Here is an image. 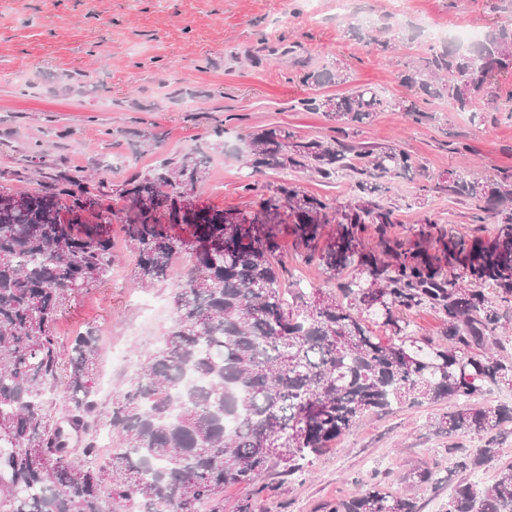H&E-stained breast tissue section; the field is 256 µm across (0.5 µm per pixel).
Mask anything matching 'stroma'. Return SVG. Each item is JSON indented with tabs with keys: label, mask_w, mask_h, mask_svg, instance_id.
Masks as SVG:
<instances>
[{
	"label": "stroma",
	"mask_w": 512,
	"mask_h": 512,
	"mask_svg": "<svg viewBox=\"0 0 512 512\" xmlns=\"http://www.w3.org/2000/svg\"><path fill=\"white\" fill-rule=\"evenodd\" d=\"M495 2L413 0L400 16L390 0H355V12L377 27L403 30L396 50L385 51L350 32L335 0H320L315 19L306 0H0V171L20 166L42 144L47 162L72 169L112 160L109 179L118 186L159 158L217 138L221 145L210 152L197 198L220 208L242 205L251 134L281 126L331 140V122L323 113L296 110L298 99L340 95L351 85L406 96L397 74L424 56L422 27H511L512 14L494 11ZM322 67L344 70L349 84L300 83L302 70ZM428 108L431 117L419 121L398 111L377 113L347 142L394 145L411 155L413 170L382 177L378 195L393 209L401 237H414L425 214L434 220L432 235L452 228L491 236L496 217L474 224L469 200L448 187L463 176L492 181L512 174V119L503 112H452L438 99ZM111 235L116 259L108 276L66 301L53 332L65 370L77 333L97 328L96 368L111 369L118 386L138 369L140 352L162 345L192 255L181 252L174 277L150 287L154 306L146 311L136 302V253L120 225ZM116 347L130 362L114 369ZM455 408L452 399H422L368 414L304 473L288 476L276 467L260 490H225L224 512L243 505L249 512H331L338 500L375 482L405 493L413 468L447 470L449 449L478 446L472 434L436 433L434 421Z\"/></svg>",
	"instance_id": "stroma-1"
}]
</instances>
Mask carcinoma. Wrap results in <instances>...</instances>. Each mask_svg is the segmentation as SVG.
<instances>
[{
  "mask_svg": "<svg viewBox=\"0 0 512 512\" xmlns=\"http://www.w3.org/2000/svg\"><path fill=\"white\" fill-rule=\"evenodd\" d=\"M512 76V28L496 27L469 49L431 46L398 75L412 99H388L370 87L297 102L322 112L348 134L378 112L426 116L419 101L448 99L454 112L476 103L512 115V94L501 98L487 74ZM349 76L308 70L311 86L345 84ZM247 164L255 172H312L332 181L353 173L355 194L344 201L306 192L284 179L242 189L255 200L244 208L196 206L186 197L207 174L210 156L193 149L165 158L119 188L120 209L107 203V177L84 170H38L37 188L15 202L0 185V512H224V491L259 487L283 463L296 473L358 426L369 413L420 398L456 399L463 406L441 416L436 431L487 434L464 454L448 449V475L417 468L412 483L450 485L446 512H512V465L479 488L460 473L486 469L501 457L497 435L512 433V405L488 408L477 398L487 383L512 387V337L499 335L502 316L486 287L512 297V181L458 179L452 194L472 201V221L500 217L489 238L452 229L417 241L395 234L394 211L378 204L376 179L412 170L410 155L378 146L354 164L355 147L334 138L307 139L282 127L249 138ZM122 225L137 250L140 287L170 277L183 241L170 224L194 225V265L176 294V318L164 344L144 353L128 384L112 391L101 424L116 434L110 461L96 462L94 439L75 463L48 413L57 391L59 346L53 327L65 301L100 282L112 268L108 226ZM373 225V246L364 244ZM334 228L325 236V226ZM331 279L349 268L361 275L339 283L341 297L307 293L285 279L280 239ZM430 307L446 321L443 343L415 345L403 333L406 312ZM394 328L383 339L371 317ZM98 330L71 345L63 390L70 420L89 431L95 408L93 371ZM199 383L182 386L185 370ZM332 512H420L416 498L375 485L336 502Z\"/></svg>",
  "mask_w": 512,
  "mask_h": 512,
  "instance_id": "carcinoma-1",
  "label": "carcinoma"
}]
</instances>
